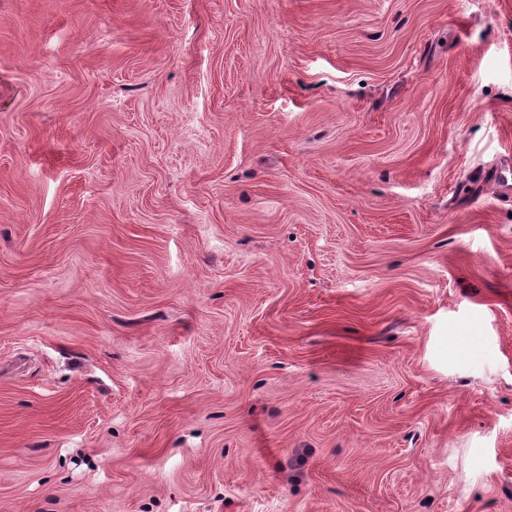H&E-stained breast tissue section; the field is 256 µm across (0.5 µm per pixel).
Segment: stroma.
I'll return each mask as SVG.
<instances>
[{"label": "stroma", "mask_w": 512, "mask_h": 512, "mask_svg": "<svg viewBox=\"0 0 512 512\" xmlns=\"http://www.w3.org/2000/svg\"><path fill=\"white\" fill-rule=\"evenodd\" d=\"M512 0H0V512H512Z\"/></svg>", "instance_id": "obj_1"}]
</instances>
